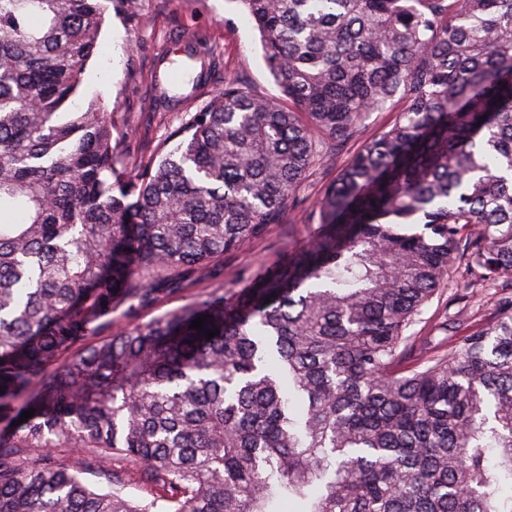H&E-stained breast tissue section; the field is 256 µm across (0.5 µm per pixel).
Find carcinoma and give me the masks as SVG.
<instances>
[{"label": "carcinoma", "mask_w": 512, "mask_h": 512, "mask_svg": "<svg viewBox=\"0 0 512 512\" xmlns=\"http://www.w3.org/2000/svg\"><path fill=\"white\" fill-rule=\"evenodd\" d=\"M239 2L288 106L227 78L154 165L71 109L103 0H0V512H512V296L446 346L408 335L458 269L512 288V0ZM394 109L307 245L99 339ZM112 471L123 474L127 481V491L133 497H150L154 490L151 486L141 482L135 473L134 468L122 457L112 456L107 462Z\"/></svg>", "instance_id": "obj_1"}]
</instances>
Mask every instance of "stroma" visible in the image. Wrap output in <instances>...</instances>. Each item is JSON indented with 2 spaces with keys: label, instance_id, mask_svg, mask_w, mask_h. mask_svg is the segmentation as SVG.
Segmentation results:
<instances>
[{
  "label": "stroma",
  "instance_id": "stroma-1",
  "mask_svg": "<svg viewBox=\"0 0 512 512\" xmlns=\"http://www.w3.org/2000/svg\"><path fill=\"white\" fill-rule=\"evenodd\" d=\"M176 31L204 38L215 54V68L211 82L194 99L166 111L158 104L153 64L164 59L170 35ZM228 78L241 79L266 97L283 98L264 62L260 33L239 0H137L136 19L107 12L75 105L82 109L89 101L100 100L115 114L119 155L154 163L185 113L207 103ZM311 230L304 220L285 218L240 252L220 258L209 274L192 276L181 288L159 291L151 305L132 310L127 319L146 322L189 302L223 294L225 288L268 267L289 248L304 246ZM456 293L451 285L435 297L411 335L443 341L444 333L435 328L440 315L452 323L462 318L475 325L484 323L489 314L487 292L474 286L466 304L457 300Z\"/></svg>",
  "mask_w": 512,
  "mask_h": 512
}]
</instances>
